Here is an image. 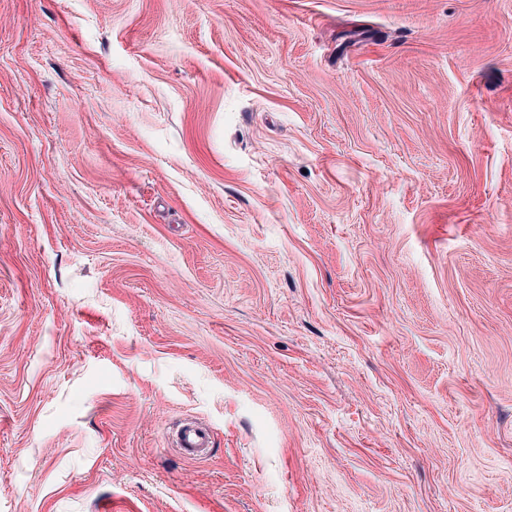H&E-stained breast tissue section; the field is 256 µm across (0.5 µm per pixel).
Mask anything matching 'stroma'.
Returning <instances> with one entry per match:
<instances>
[{
  "label": "stroma",
  "mask_w": 512,
  "mask_h": 512,
  "mask_svg": "<svg viewBox=\"0 0 512 512\" xmlns=\"http://www.w3.org/2000/svg\"><path fill=\"white\" fill-rule=\"evenodd\" d=\"M0 512H512V0H0ZM210 443L208 430L195 421L183 423L176 434L175 446L189 456H200Z\"/></svg>",
  "instance_id": "1"
}]
</instances>
